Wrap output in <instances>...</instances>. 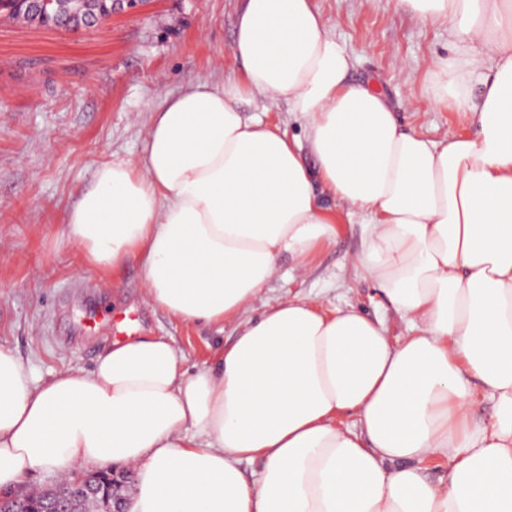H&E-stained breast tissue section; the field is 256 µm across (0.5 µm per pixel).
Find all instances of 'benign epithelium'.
I'll return each mask as SVG.
<instances>
[{
  "mask_svg": "<svg viewBox=\"0 0 512 512\" xmlns=\"http://www.w3.org/2000/svg\"><path fill=\"white\" fill-rule=\"evenodd\" d=\"M66 17L63 25L73 31L94 29L104 25L102 16L83 11L81 0H64ZM122 481L110 471L80 474L48 485L38 493L20 490L0 497V512H78L79 502L92 497L102 504V512H127L120 490Z\"/></svg>",
  "mask_w": 512,
  "mask_h": 512,
  "instance_id": "benign-epithelium-1",
  "label": "benign epithelium"
}]
</instances>
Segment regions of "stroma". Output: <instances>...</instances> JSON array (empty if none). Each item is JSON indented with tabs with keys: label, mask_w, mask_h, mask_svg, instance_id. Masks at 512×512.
<instances>
[{
	"label": "stroma",
	"mask_w": 512,
	"mask_h": 512,
	"mask_svg": "<svg viewBox=\"0 0 512 512\" xmlns=\"http://www.w3.org/2000/svg\"><path fill=\"white\" fill-rule=\"evenodd\" d=\"M350 54L347 79L380 86L400 126L439 140L474 131L472 114L422 100L431 61L454 51L444 26L395 0H316ZM244 0H143L132 13L77 32L0 18V344L46 378L63 367L93 368L125 328L169 338L188 372L211 366L231 344L234 322L186 325L151 305L140 269L108 277L80 269L64 236L68 211L112 159L133 160L150 111L197 77L239 72L228 51ZM335 238L302 272L282 261L252 306L308 297L326 312L353 307L381 322L391 341L409 328L353 260L364 227L333 199Z\"/></svg>",
	"instance_id": "stroma-1"
}]
</instances>
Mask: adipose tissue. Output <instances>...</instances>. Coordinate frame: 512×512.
Segmentation results:
<instances>
[{
    "label": "adipose tissue",
    "mask_w": 512,
    "mask_h": 512,
    "mask_svg": "<svg viewBox=\"0 0 512 512\" xmlns=\"http://www.w3.org/2000/svg\"><path fill=\"white\" fill-rule=\"evenodd\" d=\"M396 4L447 26L455 51L426 93L476 132L403 131L382 91L347 81L314 0H247L241 73L166 98L141 157L99 165L65 229L82 266L136 263L172 319L238 322L234 342L191 375L168 338L131 336L39 382L0 345V493L121 464L129 512H512V0ZM279 100L306 143L243 110ZM317 179L365 220L357 263L412 323L402 342L304 298L251 316L282 258L305 268L336 234ZM482 398L494 414L476 423ZM433 458L448 462L436 484Z\"/></svg>",
    "instance_id": "ef3b65f1"
}]
</instances>
